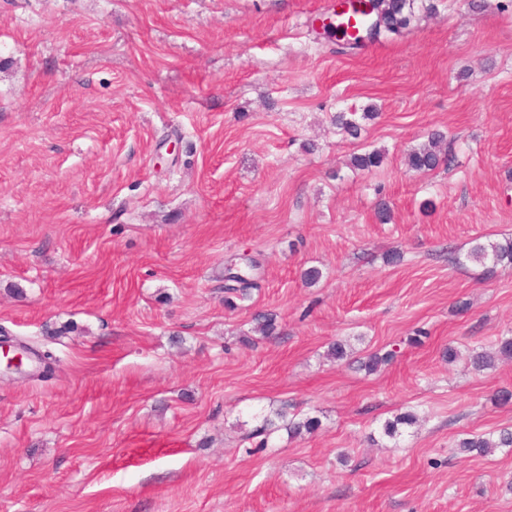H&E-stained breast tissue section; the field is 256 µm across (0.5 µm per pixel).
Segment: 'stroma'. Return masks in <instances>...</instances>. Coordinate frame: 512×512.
Returning <instances> with one entry per match:
<instances>
[{"instance_id": "35a3bbf8", "label": "stroma", "mask_w": 512, "mask_h": 512, "mask_svg": "<svg viewBox=\"0 0 512 512\" xmlns=\"http://www.w3.org/2000/svg\"><path fill=\"white\" fill-rule=\"evenodd\" d=\"M336 4L0 0V335L35 351L0 356V512H512V447H457L512 430V359L468 363L512 336V265L468 256L512 238V0L354 50ZM436 131L454 165L410 169ZM256 288H259L258 284L247 272L232 264L225 268L224 293L227 294V296L224 301L228 308H237V301H249L251 299L252 290ZM457 447L462 452L476 451L479 454L491 452L493 448L512 447V431H500L497 439H494L493 436L490 437V434L488 437L484 434L473 435L460 440Z\"/></svg>"}]
</instances>
